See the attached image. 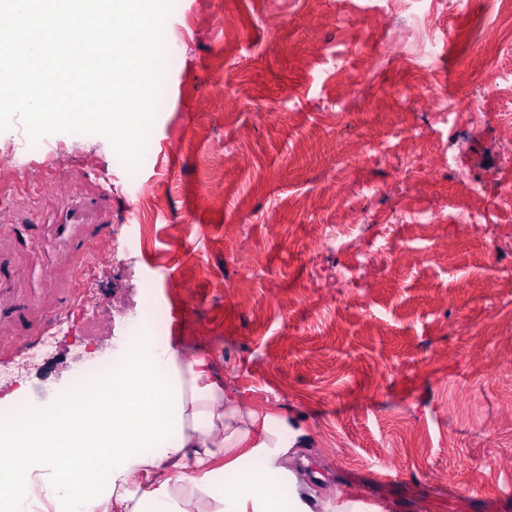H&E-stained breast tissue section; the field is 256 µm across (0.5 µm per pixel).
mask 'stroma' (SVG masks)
Returning <instances> with one entry per match:
<instances>
[{
	"mask_svg": "<svg viewBox=\"0 0 512 512\" xmlns=\"http://www.w3.org/2000/svg\"><path fill=\"white\" fill-rule=\"evenodd\" d=\"M405 17L399 0H173L165 28L182 46L137 171L105 137L60 132L61 151L32 157L48 182L29 196L10 175L11 126L0 219L48 224L104 193L107 243L144 241L117 258L106 301L150 295L167 345L296 419L291 466L319 504L512 512V361L496 355L512 347V205L465 224L473 187L512 184V0H438L432 65L393 50ZM430 92L446 109L421 102ZM48 246L0 234L12 293L39 319L72 277L41 275ZM128 336L120 319L76 317L44 364L0 357V414L22 383L34 405L65 396Z\"/></svg>",
	"mask_w": 512,
	"mask_h": 512,
	"instance_id": "obj_1",
	"label": "stroma"
}]
</instances>
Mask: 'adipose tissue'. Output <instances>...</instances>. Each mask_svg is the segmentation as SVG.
<instances>
[{
    "mask_svg": "<svg viewBox=\"0 0 512 512\" xmlns=\"http://www.w3.org/2000/svg\"><path fill=\"white\" fill-rule=\"evenodd\" d=\"M112 372L0 418V512H314L288 465L301 427L250 409L206 358L131 336Z\"/></svg>",
    "mask_w": 512,
    "mask_h": 512,
    "instance_id": "adipose-tissue-1",
    "label": "adipose tissue"
}]
</instances>
